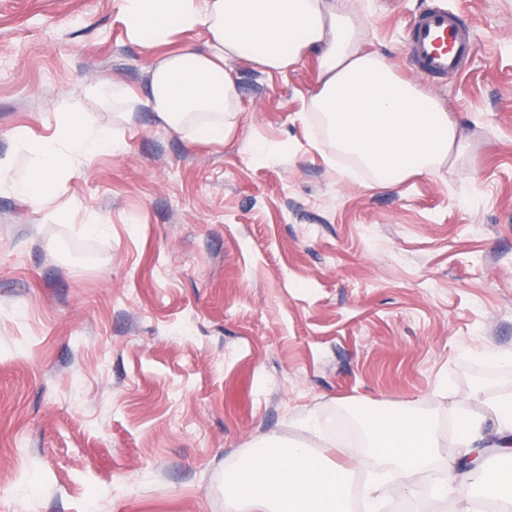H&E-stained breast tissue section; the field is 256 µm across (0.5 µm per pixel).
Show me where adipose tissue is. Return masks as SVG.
I'll return each instance as SVG.
<instances>
[{
  "label": "adipose tissue",
  "instance_id": "obj_1",
  "mask_svg": "<svg viewBox=\"0 0 512 512\" xmlns=\"http://www.w3.org/2000/svg\"><path fill=\"white\" fill-rule=\"evenodd\" d=\"M127 39L146 47L171 44L177 36L205 32L202 46L157 57L148 69L146 96L121 82L92 87L115 122L131 123L149 110L189 140L225 141L240 113L228 61L245 58L265 72H285L311 50L319 54L322 80L308 109L339 153L379 180L402 182L429 177L464 151L447 110L431 94L397 76L380 55L364 52L365 30L335 0H121ZM27 177L17 194L40 206L51 199L58 179L80 163L120 144L108 127L88 112L65 106L55 140L30 144ZM490 418L459 420L466 449L512 446V400L490 408ZM369 453L405 482L426 474L439 446L434 425L401 414L380 417L366 431ZM350 470L334 462L312 461L302 445L260 452L228 478L225 512H349Z\"/></svg>",
  "mask_w": 512,
  "mask_h": 512
}]
</instances>
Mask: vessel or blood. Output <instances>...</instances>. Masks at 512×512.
<instances>
[{
  "mask_svg": "<svg viewBox=\"0 0 512 512\" xmlns=\"http://www.w3.org/2000/svg\"><path fill=\"white\" fill-rule=\"evenodd\" d=\"M406 50L412 71L429 80L464 72L477 45L460 13L430 7L409 24Z\"/></svg>",
  "mask_w": 512,
  "mask_h": 512,
  "instance_id": "b4317fda",
  "label": "vessel or blood"
}]
</instances>
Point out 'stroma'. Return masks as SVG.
I'll return each instance as SVG.
<instances>
[{
    "instance_id": "35a3bbf8",
    "label": "stroma",
    "mask_w": 512,
    "mask_h": 512,
    "mask_svg": "<svg viewBox=\"0 0 512 512\" xmlns=\"http://www.w3.org/2000/svg\"><path fill=\"white\" fill-rule=\"evenodd\" d=\"M340 3L364 50L456 124L467 148L436 175H341L306 110L312 54L282 74L228 62L227 142L146 109L113 125L90 87L145 92L163 53L126 38L119 0H0V512H85L96 488L97 512H224L226 475L262 445L339 462L336 419L396 409L431 418L440 448L409 485L360 453L381 512L473 504L453 420L512 399V364L488 357L512 353V0ZM430 6L466 14L478 52L461 77L406 65V25ZM67 103L122 149L40 209L13 190L30 162L13 135L51 140Z\"/></svg>"
}]
</instances>
